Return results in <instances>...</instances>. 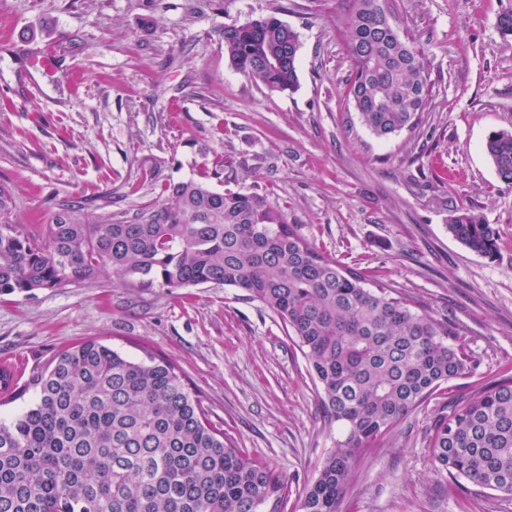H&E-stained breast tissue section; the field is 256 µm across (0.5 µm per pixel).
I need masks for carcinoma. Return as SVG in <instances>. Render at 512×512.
<instances>
[{"instance_id": "1", "label": "carcinoma", "mask_w": 512, "mask_h": 512, "mask_svg": "<svg viewBox=\"0 0 512 512\" xmlns=\"http://www.w3.org/2000/svg\"><path fill=\"white\" fill-rule=\"evenodd\" d=\"M347 2L348 96L361 124L388 138L423 111L424 54L400 35L392 0ZM496 27L512 41V5ZM223 36L237 71L272 92L296 89L299 36L278 17L228 25ZM485 152L512 184V130L491 132ZM162 196L133 221L92 219L67 204L45 235L29 236L11 221V192L0 185V294L31 296L105 269L145 287L246 292L297 339L325 423L337 430L298 512H338L358 461L443 384L470 374L473 358L447 318L324 252L267 196L194 178L168 183ZM448 233L477 255L496 250L490 225L471 210L451 215ZM30 387L33 405L0 422V512L284 509L288 482L209 422L168 361L136 362L89 339L57 354ZM428 448L460 492L512 499V376L456 402Z\"/></svg>"}]
</instances>
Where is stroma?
<instances>
[{
	"instance_id": "35a3bbf8",
	"label": "stroma",
	"mask_w": 512,
	"mask_h": 512,
	"mask_svg": "<svg viewBox=\"0 0 512 512\" xmlns=\"http://www.w3.org/2000/svg\"><path fill=\"white\" fill-rule=\"evenodd\" d=\"M505 2L395 0L431 91L416 128L379 139L347 97L343 0H0V40L34 55L56 49L64 69L47 74L0 51L11 219L38 236L76 202L130 220L158 205L166 183L224 161L215 189L267 195L328 254L447 315L476 363L359 462L340 512H512L495 494L451 490L428 448L449 394L512 375V184L484 151L491 131L512 130V45L495 26ZM269 14L299 35L292 92L269 91L224 54V26ZM24 31L34 39L21 40ZM455 209L484 216L493 257L449 235ZM91 337L173 362L213 425L285 477L284 512H295L334 431L276 314L236 288H146L109 270L0 295V358L20 360L25 376Z\"/></svg>"
}]
</instances>
